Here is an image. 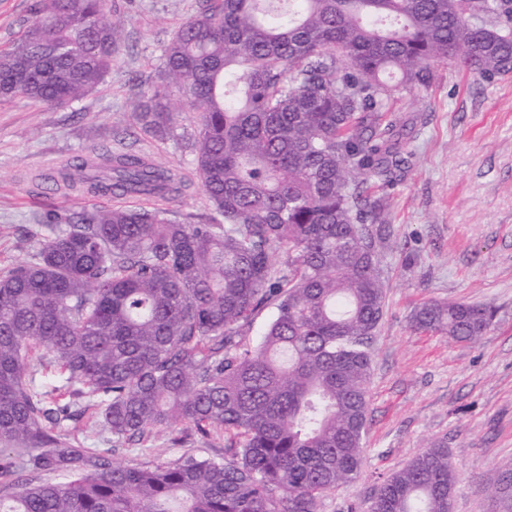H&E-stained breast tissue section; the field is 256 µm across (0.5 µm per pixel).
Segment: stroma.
<instances>
[{"label":"stroma","instance_id":"35a3bbf8","mask_svg":"<svg viewBox=\"0 0 512 512\" xmlns=\"http://www.w3.org/2000/svg\"><path fill=\"white\" fill-rule=\"evenodd\" d=\"M201 2L109 0L121 50L97 89L65 107L0 101V269L46 235V211L83 206L77 194H45L31 181L76 153L135 152L192 175L191 117H179L173 137L161 138L131 114L164 46ZM439 74L431 96L397 114L410 129L412 161L386 190L392 233L381 262L385 314L371 341L364 458L356 480L325 497L319 512H371L381 484L434 442L444 443L458 473L450 512L500 510L484 486L512 460V75L480 85L454 69ZM448 301L494 306L490 329L469 343L414 327L423 304ZM171 436L161 431L146 449L118 459L224 452L220 439L192 436L174 447Z\"/></svg>","mask_w":512,"mask_h":512}]
</instances>
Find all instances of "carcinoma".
Instances as JSON below:
<instances>
[{
  "instance_id": "cac0c4a2",
  "label": "carcinoma",
  "mask_w": 512,
  "mask_h": 512,
  "mask_svg": "<svg viewBox=\"0 0 512 512\" xmlns=\"http://www.w3.org/2000/svg\"><path fill=\"white\" fill-rule=\"evenodd\" d=\"M107 13L108 0H36L0 50V98L57 107L95 89L119 51ZM440 67L480 84L511 75L512 0H204L132 116L158 137L192 117L210 210L85 205L0 273V512H318L358 477L391 236L371 186L408 172L393 105L429 96ZM47 182L91 197L187 187L107 148ZM494 315L432 302L413 323L475 342ZM88 407L114 443L184 423L224 438V455L123 465L63 432ZM509 478L512 461L486 492ZM455 482L433 445L372 512H450Z\"/></svg>"
}]
</instances>
